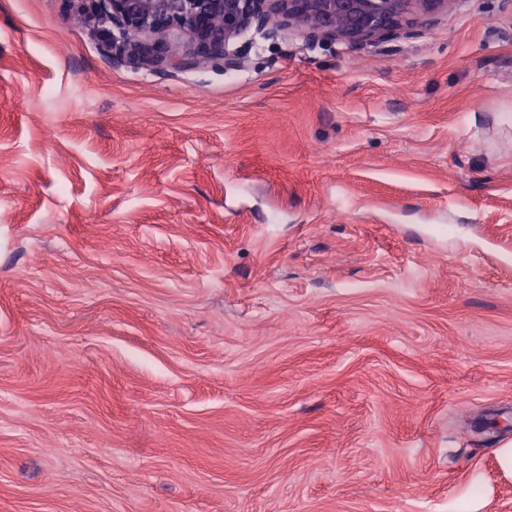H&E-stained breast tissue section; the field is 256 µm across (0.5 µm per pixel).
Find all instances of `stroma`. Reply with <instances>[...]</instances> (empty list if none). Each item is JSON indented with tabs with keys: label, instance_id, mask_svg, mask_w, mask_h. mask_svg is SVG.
Segmentation results:
<instances>
[{
	"label": "stroma",
	"instance_id": "obj_1",
	"mask_svg": "<svg viewBox=\"0 0 512 512\" xmlns=\"http://www.w3.org/2000/svg\"><path fill=\"white\" fill-rule=\"evenodd\" d=\"M106 40L0 0V512H512V11Z\"/></svg>",
	"mask_w": 512,
	"mask_h": 512
}]
</instances>
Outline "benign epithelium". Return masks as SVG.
<instances>
[{
  "label": "benign epithelium",
  "instance_id": "obj_1",
  "mask_svg": "<svg viewBox=\"0 0 512 512\" xmlns=\"http://www.w3.org/2000/svg\"><path fill=\"white\" fill-rule=\"evenodd\" d=\"M90 2L97 20L112 25V61L137 60L150 68L195 67L224 71L245 65L246 33L274 39L288 28L310 45L342 42L353 52L390 40L413 39L436 25L448 4L461 0H75ZM187 37L189 55L173 43Z\"/></svg>",
  "mask_w": 512,
  "mask_h": 512
}]
</instances>
